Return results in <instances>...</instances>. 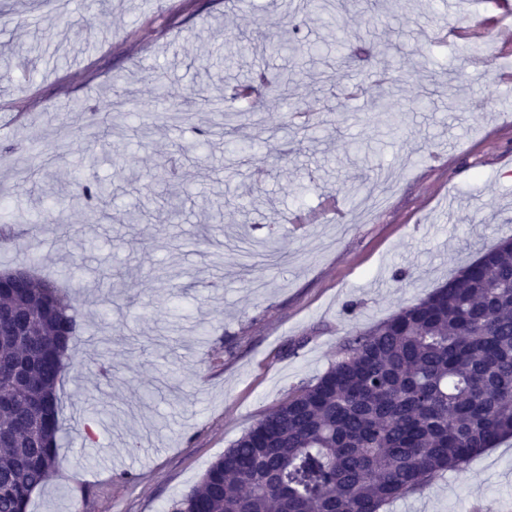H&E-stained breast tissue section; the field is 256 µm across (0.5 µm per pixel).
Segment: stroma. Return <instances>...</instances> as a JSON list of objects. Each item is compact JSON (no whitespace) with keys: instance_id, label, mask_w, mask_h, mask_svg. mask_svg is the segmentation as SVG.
I'll list each match as a JSON object with an SVG mask.
<instances>
[{"instance_id":"1","label":"stroma","mask_w":512,"mask_h":512,"mask_svg":"<svg viewBox=\"0 0 512 512\" xmlns=\"http://www.w3.org/2000/svg\"><path fill=\"white\" fill-rule=\"evenodd\" d=\"M300 0H33L31 12L0 15V208L16 237L0 250V270L41 259L39 273H73L82 330L61 376L59 466L31 512H168L208 467L291 387L324 372L352 331L389 318L425 297L500 239L512 237V85L479 64L485 45L464 52L437 39L441 27L466 28L482 15L444 0H411L398 17L345 0L347 39L369 47L360 59L336 53V35L314 17L298 33L322 46L299 60L263 54L264 40L288 33ZM251 41L241 64L265 70L268 92L236 101L241 140L296 110L316 113L319 142L306 132L262 143L256 157L228 162L216 139L196 148L195 131L221 122L216 112L161 118L158 96L179 104L222 95L224 38ZM390 43L403 68L384 62ZM299 67L309 93L278 101L279 78ZM136 103L146 137L130 139L124 113L103 150L60 124L72 107L102 108L109 81ZM404 117L391 135L377 105ZM98 156L112 191L109 222L89 223L81 206L62 216L87 233L80 250L26 224L40 201L73 191L77 159ZM180 181L164 184L160 166ZM379 182L383 207L357 213L349 200L362 179ZM180 223L166 219L168 195ZM337 201L339 223L315 217ZM141 204L138 223L130 205ZM225 220L207 223L216 207ZM293 214L309 216L290 226ZM272 228L287 264L256 259L240 272L226 240ZM122 269L112 310L92 305L100 268ZM185 295L169 297L171 284ZM121 325L122 335L112 333ZM149 404H142L146 392ZM108 411L104 422L94 412ZM382 512H512V439L476 455L465 471L444 473Z\"/></svg>"}]
</instances>
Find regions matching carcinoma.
Wrapping results in <instances>:
<instances>
[{
    "label": "carcinoma",
    "instance_id": "1",
    "mask_svg": "<svg viewBox=\"0 0 512 512\" xmlns=\"http://www.w3.org/2000/svg\"><path fill=\"white\" fill-rule=\"evenodd\" d=\"M332 0L306 11L345 28ZM243 39L224 43L225 69ZM272 55H308L319 45L269 39ZM237 113L224 109L225 151ZM94 161L76 179V199L96 218L107 189ZM66 200L38 210L55 232ZM0 313L34 326L25 347L0 334V512H28L34 491L58 467L56 386L80 313L54 282L30 278L0 288ZM512 437V238L482 252L425 298L368 331L317 377L293 388L206 470L171 512H381L390 502L460 473L471 458Z\"/></svg>",
    "mask_w": 512,
    "mask_h": 512
}]
</instances>
